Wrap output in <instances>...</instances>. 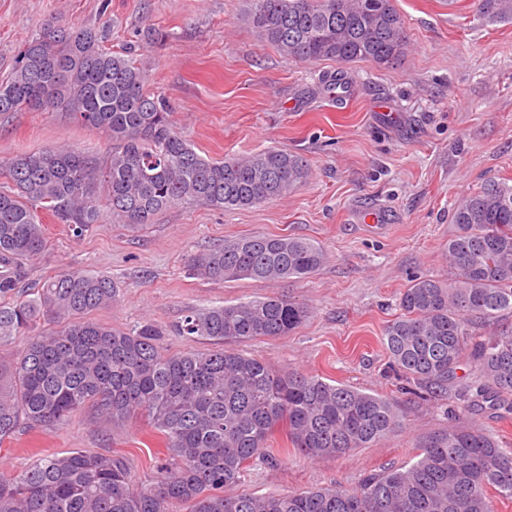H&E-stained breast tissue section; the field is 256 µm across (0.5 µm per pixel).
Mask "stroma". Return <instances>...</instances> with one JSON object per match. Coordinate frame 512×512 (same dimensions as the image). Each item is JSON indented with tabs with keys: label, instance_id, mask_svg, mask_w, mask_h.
Listing matches in <instances>:
<instances>
[{
	"label": "stroma",
	"instance_id": "1",
	"mask_svg": "<svg viewBox=\"0 0 512 512\" xmlns=\"http://www.w3.org/2000/svg\"><path fill=\"white\" fill-rule=\"evenodd\" d=\"M394 5L407 53L389 68L346 64L354 91L341 105L318 82L336 62L288 60L241 20V0H0V77L45 23L105 25L106 48L135 47L147 90L170 104L176 130L200 155L221 161L278 147L310 163V177L286 198L224 211L182 202L140 232L108 217L77 238L44 217L47 246L29 267L39 285L61 272L110 277L117 299L94 320L123 331L154 324L167 354L207 349L206 341L172 331L191 310L288 298L307 308V319L288 335L240 343L239 352L397 403V432L342 457L282 454L287 438L277 431L271 445L279 456L248 467L239 493L355 488L367 474L412 460L419 441L447 429L459 412L454 395L425 401L408 393L407 381L388 368L382 336L414 279L453 278L445 249L457 231L455 201L487 180L512 181V23L480 19L474 0ZM149 27L157 39L140 42ZM61 143L100 158L112 150L105 133L61 112L0 118V160ZM370 208L382 209L384 220L362 223ZM258 234L310 239L328 260L309 277L274 284L188 275V256ZM76 448L122 457L138 487L156 481L165 451L144 416L113 430L88 406L49 431L20 428L0 444V472Z\"/></svg>",
	"mask_w": 512,
	"mask_h": 512
}]
</instances>
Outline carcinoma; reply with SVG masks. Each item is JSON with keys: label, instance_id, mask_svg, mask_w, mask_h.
Listing matches in <instances>:
<instances>
[{"label": "carcinoma", "instance_id": "obj_1", "mask_svg": "<svg viewBox=\"0 0 512 512\" xmlns=\"http://www.w3.org/2000/svg\"><path fill=\"white\" fill-rule=\"evenodd\" d=\"M478 12L512 21V0H479ZM242 18L298 62L389 67L407 50L393 0H243ZM103 39L95 26L47 23L0 80L1 115L64 112L112 138L102 163L66 145L0 160V342L49 324L17 360L0 361V444L23 424L50 430L88 405L115 428L141 411L165 440L162 476L136 488L110 452L46 455L16 476L0 474V512H492L491 498L512 499V444L460 423L425 437L413 463L371 473L355 489L226 496L251 462L267 457L280 426L299 455L340 457L388 437L399 409L225 347L296 329L307 310L284 297L192 310L177 335L212 347L165 354L151 324L125 332L90 318L116 301L107 276L68 272L25 289L29 262L46 247L41 210L78 238L99 223L102 194L112 217L141 230L181 202L224 210L282 199L311 173L305 157L286 149L205 159L174 129L166 102L144 90V70ZM452 219L454 279L404 289L383 345L394 369L429 395L447 393L469 357L486 382L460 387V401L512 414V331L485 341L471 332L478 320L512 313V184L487 181L455 203ZM326 260L307 238L249 235L189 258L188 267L216 282H268L306 278Z\"/></svg>", "mask_w": 512, "mask_h": 512}]
</instances>
